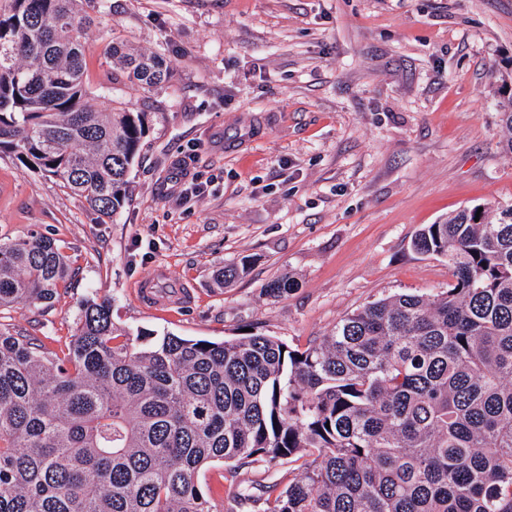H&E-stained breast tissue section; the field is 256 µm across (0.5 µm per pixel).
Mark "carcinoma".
Returning <instances> with one entry per match:
<instances>
[{"mask_svg":"<svg viewBox=\"0 0 512 512\" xmlns=\"http://www.w3.org/2000/svg\"><path fill=\"white\" fill-rule=\"evenodd\" d=\"M106 7L0 11V152L111 218L150 130L116 90L170 70L114 29L93 108L84 34ZM498 82L512 152V72ZM413 248L448 259L445 292L371 302L302 350L133 333L94 299L61 353L0 332V512H213L197 476L215 461L300 462L281 490L249 481L258 512H512V205L450 214ZM67 275L49 237L0 242V306L49 303Z\"/></svg>","mask_w":512,"mask_h":512,"instance_id":"obj_1","label":"carcinoma"}]
</instances>
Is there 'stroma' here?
Instances as JSON below:
<instances>
[{
  "instance_id": "35a3bbf8",
  "label": "stroma",
  "mask_w": 512,
  "mask_h": 512,
  "mask_svg": "<svg viewBox=\"0 0 512 512\" xmlns=\"http://www.w3.org/2000/svg\"><path fill=\"white\" fill-rule=\"evenodd\" d=\"M116 28L172 72L155 93L126 92L154 115L131 201L100 219L0 155V240L53 238L70 271L50 305L0 307V332L60 351L95 298L133 330L220 341L248 328L301 349L369 302L445 291L448 261L414 251L416 232L512 204L492 96L512 69V0H108L85 34L97 109ZM180 164L195 192L176 193ZM245 256L248 273L216 287ZM160 269L187 301L136 296ZM280 276L296 288L268 296ZM227 474L216 462L198 477L214 512H253L236 481L288 482L284 465Z\"/></svg>"
}]
</instances>
